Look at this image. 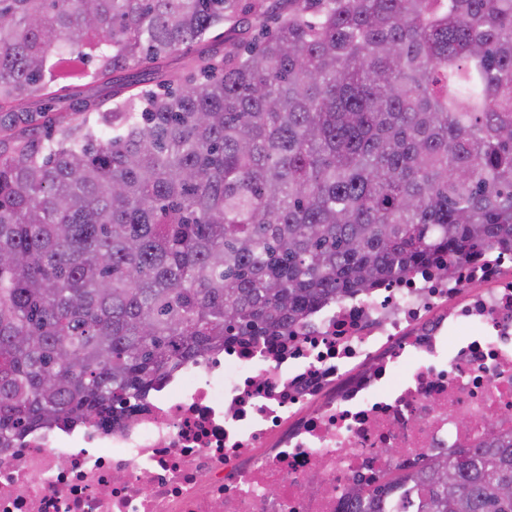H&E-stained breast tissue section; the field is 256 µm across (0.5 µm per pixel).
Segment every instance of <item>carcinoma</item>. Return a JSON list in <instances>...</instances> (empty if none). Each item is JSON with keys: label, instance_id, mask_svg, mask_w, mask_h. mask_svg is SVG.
Returning a JSON list of instances; mask_svg holds the SVG:
<instances>
[{"label": "carcinoma", "instance_id": "obj_1", "mask_svg": "<svg viewBox=\"0 0 512 512\" xmlns=\"http://www.w3.org/2000/svg\"><path fill=\"white\" fill-rule=\"evenodd\" d=\"M0 0V448L445 254L512 246V0ZM220 73L171 90L164 64ZM136 70L51 116L52 87ZM512 441L350 488L512 512Z\"/></svg>", "mask_w": 512, "mask_h": 512}]
</instances>
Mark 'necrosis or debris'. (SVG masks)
<instances>
[{"label":"necrosis or debris","instance_id":"1","mask_svg":"<svg viewBox=\"0 0 512 512\" xmlns=\"http://www.w3.org/2000/svg\"><path fill=\"white\" fill-rule=\"evenodd\" d=\"M512 437V248L242 338L126 417L0 449V512H349V486Z\"/></svg>","mask_w":512,"mask_h":512}]
</instances>
